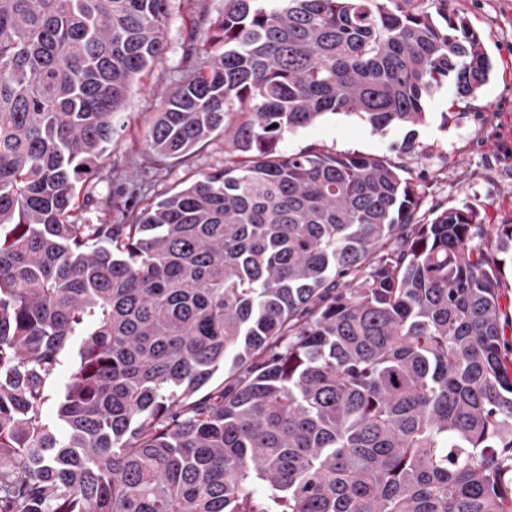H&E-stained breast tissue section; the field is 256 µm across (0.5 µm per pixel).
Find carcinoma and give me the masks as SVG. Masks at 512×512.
Instances as JSON below:
<instances>
[{"label": "carcinoma", "instance_id": "obj_1", "mask_svg": "<svg viewBox=\"0 0 512 512\" xmlns=\"http://www.w3.org/2000/svg\"><path fill=\"white\" fill-rule=\"evenodd\" d=\"M169 4L0 0V512H512V224L423 209L388 156L276 150L355 114L416 152L434 93L486 84L479 35L448 0H225L147 133L187 185L94 224ZM228 150L224 143V135L213 138L194 157V166L197 172L209 173L215 169L224 168V152ZM79 346L80 336L73 341L72 345L62 355L57 374L46 386L44 415L46 419L51 423L56 422L57 409L60 398L65 389V385L69 381L71 373L79 362Z\"/></svg>", "mask_w": 512, "mask_h": 512}]
</instances>
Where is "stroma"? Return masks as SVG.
Listing matches in <instances>:
<instances>
[{
    "label": "stroma",
    "instance_id": "1",
    "mask_svg": "<svg viewBox=\"0 0 512 512\" xmlns=\"http://www.w3.org/2000/svg\"><path fill=\"white\" fill-rule=\"evenodd\" d=\"M448 10L478 33L493 70L476 96L458 98L450 83L435 93L418 129L424 157L398 155L405 129L375 132L354 114L329 115L285 134L277 148L292 153L318 145L336 154L395 156L412 176H427V205L469 210L484 224H512V0H448ZM223 12L224 0H171L165 57L114 118L105 175L89 186L94 199L123 201L134 190L159 197L182 187V166L154 170L145 136L163 96L185 76V39L194 21Z\"/></svg>",
    "mask_w": 512,
    "mask_h": 512
}]
</instances>
